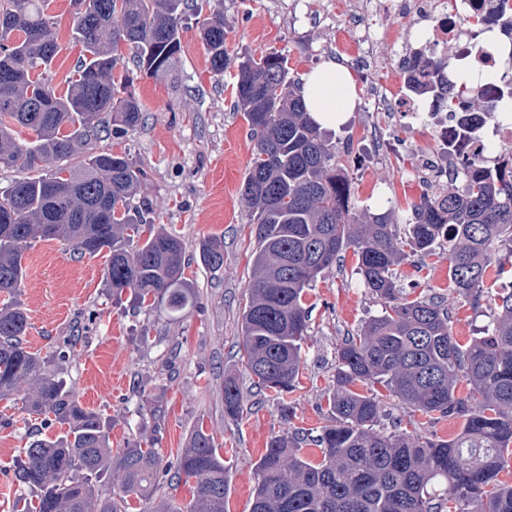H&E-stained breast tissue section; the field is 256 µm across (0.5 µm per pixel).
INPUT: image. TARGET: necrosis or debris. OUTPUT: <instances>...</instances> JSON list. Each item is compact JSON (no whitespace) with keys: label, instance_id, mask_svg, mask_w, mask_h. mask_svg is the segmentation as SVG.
Segmentation results:
<instances>
[{"label":"necrosis or debris","instance_id":"obj_1","mask_svg":"<svg viewBox=\"0 0 512 512\" xmlns=\"http://www.w3.org/2000/svg\"><path fill=\"white\" fill-rule=\"evenodd\" d=\"M393 14L412 30V43L399 45L394 31L370 25L371 17ZM480 20V33L467 23ZM340 25L343 39L337 40L346 63L373 65L385 60L401 87L400 95L373 86L368 110L372 126L396 128L408 121L425 138L412 151L413 180L423 194L447 186L455 175L449 153L478 158L493 165L505 159L504 148L512 144V119L489 123L485 113L467 110L451 117L438 98L428 92L432 82L450 83L454 64L479 60L486 77L479 87L484 102L496 106L505 64L512 62V39L504 34L511 26L497 8V0H345ZM458 50L453 63L442 62L448 44Z\"/></svg>","mask_w":512,"mask_h":512}]
</instances>
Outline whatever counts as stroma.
I'll return each instance as SVG.
<instances>
[{
  "instance_id": "stroma-1",
  "label": "stroma",
  "mask_w": 512,
  "mask_h": 512,
  "mask_svg": "<svg viewBox=\"0 0 512 512\" xmlns=\"http://www.w3.org/2000/svg\"><path fill=\"white\" fill-rule=\"evenodd\" d=\"M180 31L181 52L168 75L140 73L131 50L122 62L134 78L143 111L141 124L122 137L102 134L93 150L128 153L147 173L139 199L152 208L154 228L181 236L191 255L185 276L197 303L177 320L158 310L137 308L116 299L104 278L105 255L81 257L56 240H36L24 254L26 277L20 301L30 326L32 350L49 353L74 341V356L62 376L83 407L110 425L113 450L137 442L152 443L164 462L174 461L192 432L210 434L228 469L227 512H251L257 483L256 465L269 440L291 427L322 426L327 396L336 386V346L382 303L364 288L356 274V257L343 252L339 264L326 270L305 293L309 336L303 345L299 386L287 401L257 392L239 353L241 314L252 279L254 226L241 196L248 162L255 149L248 124L233 111L229 75L211 71L200 39L198 21L224 15L229 53L279 52L287 55L292 79H300L334 59L336 20L310 22L319 0H196ZM60 52L52 85L63 90L81 47L73 42L74 9L59 0L53 10ZM367 116L352 112L330 135L361 211L394 209L406 221L415 197L407 187L409 164L378 158L365 132ZM215 239L224 246V265L214 271L198 257V248ZM406 291L417 296H444L452 331L468 343L488 325L500 293L512 287V275L487 281L479 307L461 301L450 288L448 253L407 257L399 268ZM236 376L247 394L239 419L224 414L225 376ZM387 422L401 430L434 439H450L461 430L457 419L428 420L410 416L389 391L374 384ZM35 418L21 401H0V512H19L30 490L19 486L15 466Z\"/></svg>"
}]
</instances>
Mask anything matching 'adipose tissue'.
I'll use <instances>...</instances> for the list:
<instances>
[{
  "instance_id": "ef3b65f1",
  "label": "adipose tissue",
  "mask_w": 512,
  "mask_h": 512,
  "mask_svg": "<svg viewBox=\"0 0 512 512\" xmlns=\"http://www.w3.org/2000/svg\"><path fill=\"white\" fill-rule=\"evenodd\" d=\"M303 98L311 118L321 128L344 123L353 112L358 94L355 80L348 69L335 61L306 72Z\"/></svg>"
}]
</instances>
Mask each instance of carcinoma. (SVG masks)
I'll return each instance as SVG.
<instances>
[{
  "instance_id": "cac0c4a2",
  "label": "carcinoma",
  "mask_w": 512,
  "mask_h": 512,
  "mask_svg": "<svg viewBox=\"0 0 512 512\" xmlns=\"http://www.w3.org/2000/svg\"><path fill=\"white\" fill-rule=\"evenodd\" d=\"M50 0H0V165L38 175L0 191V291L18 293L30 241L72 245L79 256L107 252L106 287L138 307L172 318L194 304L184 272L187 244L149 230V204L132 197L146 179L125 153L89 152L75 165L45 167L80 153L97 138L103 117L112 133L141 123L133 78L119 70L121 45L139 71H170L181 50L190 0H72L74 42L85 54L58 94L52 86L60 50ZM212 72L236 70L233 109L257 137L242 195L255 224L257 248L249 299L242 312L241 364L255 385L280 395L296 390L308 337L305 290L353 249L363 285L383 302L336 349V388L325 424L313 437L318 460L306 455L298 431L271 438L257 463L252 512H512V484L499 479L512 457V289L501 293L483 335L466 346L454 338L442 296L406 293L396 266L406 252L428 258L448 249V279L474 306L484 297L496 250L512 244V167L463 162L465 184L411 206L407 232L395 210L358 212L336 146L294 91L288 58L279 53L228 54L224 15L201 22ZM457 111L480 100L479 87L439 92ZM34 132L22 144L16 128ZM212 270L224 246L203 245ZM27 311L19 300L0 308V400H22L30 414L67 426L59 440L28 436L17 482L35 493L36 512H129V499L151 496L162 462L153 448L114 454L100 416L81 406L60 377L70 352L44 356L25 345ZM466 382L477 397L457 393ZM380 384L413 413L455 417L454 438L424 439L380 426L382 404L358 384ZM235 376L224 378V415L243 412ZM174 474L193 483L180 506L161 499L153 512H224L228 475L212 436L195 430L177 455Z\"/></svg>"
}]
</instances>
